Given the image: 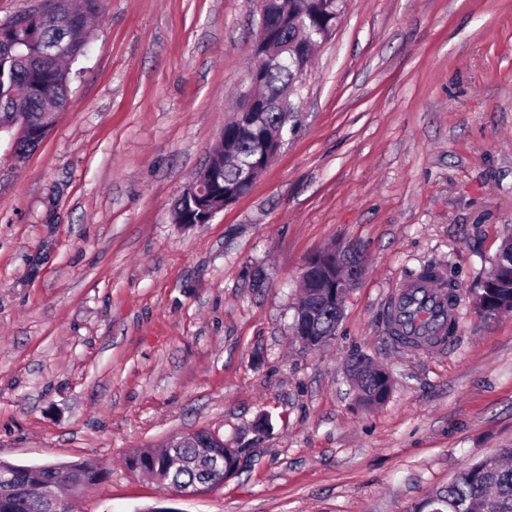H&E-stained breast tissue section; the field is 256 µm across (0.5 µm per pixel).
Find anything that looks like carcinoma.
Segmentation results:
<instances>
[{
	"label": "carcinoma",
	"mask_w": 512,
	"mask_h": 512,
	"mask_svg": "<svg viewBox=\"0 0 512 512\" xmlns=\"http://www.w3.org/2000/svg\"><path fill=\"white\" fill-rule=\"evenodd\" d=\"M288 12L303 13L305 28L297 22L278 17L270 33L277 37L318 30L333 22L334 9L330 0H284ZM101 0H44L36 12L18 15L0 24V119L15 111L14 100L20 99L29 112L31 125L14 144L15 153L23 158L37 147L43 131L51 128L53 116L48 114L52 100L66 101L70 92V66L83 56L88 41V24L100 14ZM68 21V30L59 29L54 17ZM67 45V54L54 55V46ZM264 90L284 91L299 80L298 62L290 61L265 67L259 74ZM224 142L254 155L260 147L257 128L230 122L224 125ZM215 185L220 193L245 195L250 186L243 183L239 171L230 164H215ZM483 293L487 308L494 315L512 309V232L507 235L493 260L492 270L484 282ZM300 306L307 339L323 344L322 338L333 337L337 329L336 309L312 294L303 284ZM357 365L353 374L359 405L372 408L383 404L374 397L380 384L392 390V382L382 378L380 369L361 355L348 365ZM240 449L224 445L206 446L199 441L186 440L178 447L149 450L140 457L145 473L163 485H178L196 491L225 478L226 472L238 465ZM71 470L69 490L77 494L92 485L100 469L92 461L68 463ZM420 512H512V447L499 449L495 454L466 465L447 485L438 487L419 505ZM0 512H49L40 485L16 494L7 508Z\"/></svg>",
	"instance_id": "carcinoma-1"
}]
</instances>
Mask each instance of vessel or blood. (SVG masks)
<instances>
[{"instance_id":"b4317fda","label":"vessel or blood","mask_w":512,"mask_h":512,"mask_svg":"<svg viewBox=\"0 0 512 512\" xmlns=\"http://www.w3.org/2000/svg\"><path fill=\"white\" fill-rule=\"evenodd\" d=\"M426 307L425 316H417L418 307ZM448 301L440 278L430 280L406 279L398 283L392 293L390 309L394 315L388 330L391 335L414 334L433 339V352L446 351L442 340Z\"/></svg>"}]
</instances>
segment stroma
Returning <instances> with one entry per match:
<instances>
[{"instance_id": "35a3bbf8", "label": "stroma", "mask_w": 512, "mask_h": 512, "mask_svg": "<svg viewBox=\"0 0 512 512\" xmlns=\"http://www.w3.org/2000/svg\"><path fill=\"white\" fill-rule=\"evenodd\" d=\"M256 22L249 0H104L71 108L26 158L0 134V460L95 461L74 512H407L512 444V312L474 306L512 225V0H347L274 162L175 223ZM338 242L365 270L307 350L301 268ZM427 266L461 294L439 354L386 330ZM358 353L393 381L370 410ZM204 428L242 451L224 485L175 496L125 465Z\"/></svg>"}]
</instances>
